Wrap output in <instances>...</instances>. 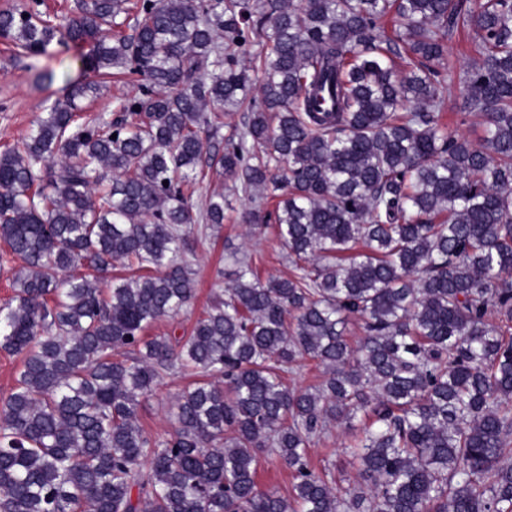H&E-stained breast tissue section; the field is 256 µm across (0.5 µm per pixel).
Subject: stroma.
<instances>
[{
	"instance_id": "obj_1",
	"label": "stroma",
	"mask_w": 512,
	"mask_h": 512,
	"mask_svg": "<svg viewBox=\"0 0 512 512\" xmlns=\"http://www.w3.org/2000/svg\"><path fill=\"white\" fill-rule=\"evenodd\" d=\"M86 55V49L57 39L36 54L0 41V148L20 144L35 117L63 100L68 85L81 79ZM45 70L53 72L52 84L39 81V73ZM247 205L244 198L234 197L231 208L224 212L223 224L200 237L192 259L196 298L177 316L158 322L152 335H189L202 311L229 285L235 258L250 257L264 279L287 275L288 261L276 225L257 229L243 224L242 211ZM188 382V376L182 374L164 375L142 398L138 419L146 432L158 437L170 431L174 397ZM350 440V434L334 427L309 451L312 467L320 473L330 472L343 489L356 480L360 468L358 461L343 451Z\"/></svg>"
}]
</instances>
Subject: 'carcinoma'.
Returning a JSON list of instances; mask_svg holds the SVG:
<instances>
[{
    "instance_id": "cac0c4a2",
    "label": "carcinoma",
    "mask_w": 512,
    "mask_h": 512,
    "mask_svg": "<svg viewBox=\"0 0 512 512\" xmlns=\"http://www.w3.org/2000/svg\"><path fill=\"white\" fill-rule=\"evenodd\" d=\"M42 5L0 12V39L91 54L0 150V243L24 263L0 305L21 357L0 512H512V0H76L63 30ZM112 78L135 93L80 121ZM454 86L477 144L441 122ZM216 164L291 273L239 260L191 335L150 338L224 223V194L195 197ZM306 357L324 380L288 387ZM188 371L172 431L147 433L140 398ZM332 425L358 429L343 492L307 457ZM262 454L288 496L257 488ZM472 50V38L468 33H458L448 42V52L459 67L463 66L472 56Z\"/></svg>"
}]
</instances>
